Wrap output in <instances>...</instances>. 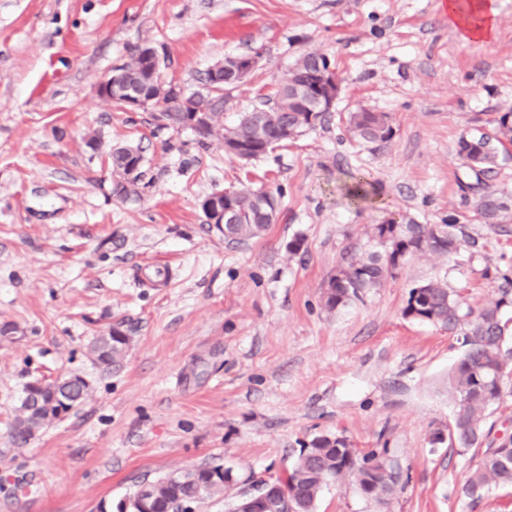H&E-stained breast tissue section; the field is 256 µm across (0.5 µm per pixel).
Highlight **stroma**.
Instances as JSON below:
<instances>
[{
  "mask_svg": "<svg viewBox=\"0 0 512 512\" xmlns=\"http://www.w3.org/2000/svg\"><path fill=\"white\" fill-rule=\"evenodd\" d=\"M443 2L0 0V512H99L141 480L214 462L239 482L266 478L330 434L387 450L400 485L380 505L349 478L322 489L316 512H512V489L460 493L482 448L433 440L455 411V333L402 315L415 285L441 280L477 310L512 275V222L476 219L478 182L456 154L463 133L512 112V0H497L488 44L463 43ZM141 46L163 57L164 84L189 91L225 56L259 53L226 96L228 125L306 51L330 58L341 92L328 124L242 162L98 95ZM362 109L388 115L390 140L349 133ZM123 145L144 161L121 197L109 153ZM360 171L375 196L356 207L345 189ZM243 187L274 195L279 216L230 243L200 202ZM399 216L457 218L466 241L327 309L338 265ZM116 325L129 346L103 369L90 346ZM65 374L86 378L87 399L14 447L26 385ZM503 390L482 422L496 444L512 436V374Z\"/></svg>",
  "mask_w": 512,
  "mask_h": 512,
  "instance_id": "stroma-1",
  "label": "stroma"
}]
</instances>
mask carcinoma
I'll return each instance as SVG.
<instances>
[{"label":"carcinoma","mask_w":512,"mask_h":512,"mask_svg":"<svg viewBox=\"0 0 512 512\" xmlns=\"http://www.w3.org/2000/svg\"><path fill=\"white\" fill-rule=\"evenodd\" d=\"M323 54L304 52L283 74L275 91L244 113L236 123L224 126V149H244L248 158L266 154L278 140H294L324 123L328 113L311 115L308 102L310 73L317 70ZM127 73L132 88L148 84L159 92L160 76H153L142 68L141 59L131 56L119 66ZM213 113L216 124L224 115V97L215 94L200 98ZM158 130L185 127L182 112H163L153 117ZM353 135L366 142L387 141L393 130L384 113L354 112L349 120ZM457 155L476 177H487L495 172L500 157L512 155V113L505 112L495 120L492 132L463 135L457 144ZM371 183L366 175L355 178L347 187V195L355 201L370 196ZM261 191L242 188L232 192L237 223L230 225V240L242 241L258 236L274 222L261 211L258 199ZM476 210L486 224H501L512 217V205L496 192L484 189L476 201ZM465 238L464 225L450 219L446 224H417L396 221L374 224L371 239L382 251L354 255L336 270L325 292V305L339 309L360 300L374 288L382 286L408 256L430 254L449 257L460 249ZM512 308V281L498 288L477 315L466 311L462 303L439 280H430L411 288L403 316L441 325L458 333L463 348L457 366L449 379L450 392L456 408L448 426V437L437 432L433 442L445 440L450 445L468 449L479 444L483 432L481 422L485 412L503 398V377L512 369V346L504 339L505 325L501 323L504 308ZM128 338L112 329L95 342L92 353L95 360L110 365L122 357ZM87 382L78 375L58 377L51 381H36L25 389L11 442L26 446L36 431L44 425L62 419L82 404L87 396ZM197 481L178 485L168 478L154 481V504L151 512H186L184 507L195 506L205 499L221 494L229 485L226 478L214 474V469H195ZM355 477L361 493L377 503L393 496L399 482V473L385 454L371 451L362 454L349 445L343 436H320L300 448L291 467L274 478L279 491L288 495L296 512H315L316 502L323 486ZM491 484L512 489V448H488L478 464L470 470L461 492L467 498H479Z\"/></svg>","instance_id":"carcinoma-1"}]
</instances>
